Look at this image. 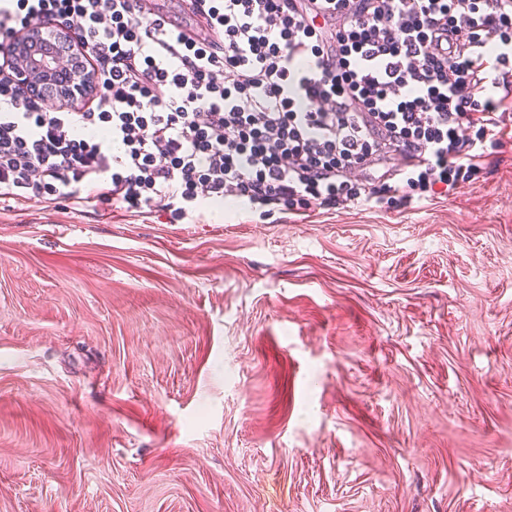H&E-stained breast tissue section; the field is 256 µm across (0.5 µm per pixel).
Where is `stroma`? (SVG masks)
<instances>
[{
    "label": "stroma",
    "instance_id": "stroma-1",
    "mask_svg": "<svg viewBox=\"0 0 512 512\" xmlns=\"http://www.w3.org/2000/svg\"><path fill=\"white\" fill-rule=\"evenodd\" d=\"M408 209L0 203V512H512V117Z\"/></svg>",
    "mask_w": 512,
    "mask_h": 512
}]
</instances>
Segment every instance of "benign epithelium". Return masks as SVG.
I'll return each instance as SVG.
<instances>
[{
	"label": "benign epithelium",
	"instance_id": "7a95c632",
	"mask_svg": "<svg viewBox=\"0 0 512 512\" xmlns=\"http://www.w3.org/2000/svg\"><path fill=\"white\" fill-rule=\"evenodd\" d=\"M10 55L18 59L21 85L33 94L43 86L53 89V100L74 101L79 96L91 94L96 88L94 75L83 70H72L64 58L45 42L27 38L11 44Z\"/></svg>",
	"mask_w": 512,
	"mask_h": 512
}]
</instances>
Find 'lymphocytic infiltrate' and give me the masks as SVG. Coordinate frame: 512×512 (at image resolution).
I'll use <instances>...</instances> for the list:
<instances>
[{"label":"lymphocytic infiltrate","mask_w":512,"mask_h":512,"mask_svg":"<svg viewBox=\"0 0 512 512\" xmlns=\"http://www.w3.org/2000/svg\"><path fill=\"white\" fill-rule=\"evenodd\" d=\"M133 2L0 0V48L65 26L98 85L53 107L0 59V201L410 208L477 183L512 109V0H195V40Z\"/></svg>","instance_id":"obj_1"}]
</instances>
